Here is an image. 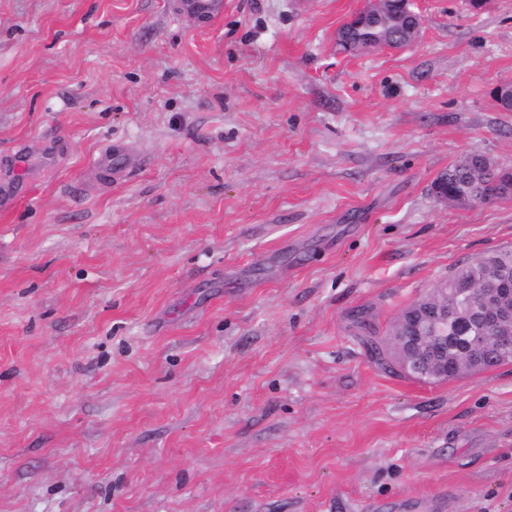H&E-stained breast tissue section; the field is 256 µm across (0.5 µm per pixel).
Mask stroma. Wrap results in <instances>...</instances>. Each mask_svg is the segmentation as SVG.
<instances>
[{"mask_svg":"<svg viewBox=\"0 0 512 512\" xmlns=\"http://www.w3.org/2000/svg\"><path fill=\"white\" fill-rule=\"evenodd\" d=\"M412 3L350 53L363 0H0V512H512V364L350 324L512 248L432 190L512 168V0ZM393 25L387 17H372L364 22L349 26L347 30L348 41L352 46L355 45L357 51L359 47L366 44H372L377 48L388 43L392 39ZM512 171L501 168L494 159L478 152L465 155L435 178L436 186L448 191L436 190L440 201L448 202V197L460 204L488 203L503 194L494 197V192L504 183L511 184ZM500 186V187H499ZM351 324L357 331L364 336L365 344L370 352L372 359L383 370L393 371V361L386 352V339H377V331L372 322V317L368 310L362 308L354 311L350 316Z\"/></svg>","mask_w":512,"mask_h":512,"instance_id":"stroma-1","label":"stroma"}]
</instances>
